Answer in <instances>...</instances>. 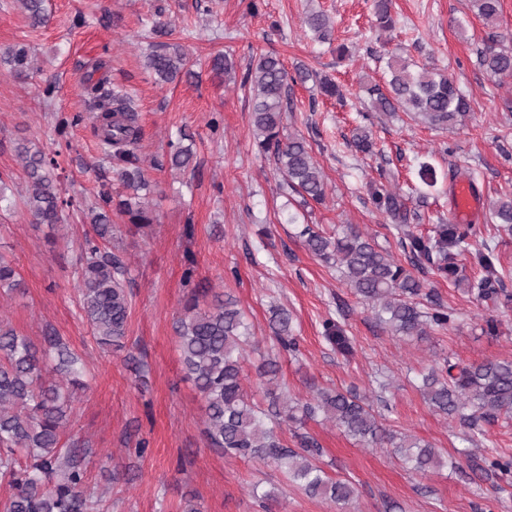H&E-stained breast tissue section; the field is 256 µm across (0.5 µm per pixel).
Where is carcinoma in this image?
Here are the masks:
<instances>
[{
  "label": "carcinoma",
  "mask_w": 512,
  "mask_h": 512,
  "mask_svg": "<svg viewBox=\"0 0 512 512\" xmlns=\"http://www.w3.org/2000/svg\"><path fill=\"white\" fill-rule=\"evenodd\" d=\"M17 2L28 13L32 26L46 22L44 0ZM472 7L486 25L499 27L500 0H472ZM391 9L392 0H375L376 23L382 31L395 25ZM304 25L320 42L330 39L334 29L330 16L322 10L309 11ZM477 61L494 78H512V48L501 44L496 35L480 50ZM9 63L18 76L32 69L27 46L13 47ZM188 63L186 52L175 43L159 42L147 56V68L163 82L181 72L190 73ZM387 68L386 87L376 83L365 87L374 111L412 112L433 128L453 126L470 112V102L444 72L416 70L399 55L388 58ZM211 70L222 78L235 71V62L229 54L219 53L211 59ZM297 81L315 83L327 97L343 96L336 83L309 67H299L296 75H289L274 53L261 54L249 63L241 87L251 93L258 151L273 158L281 174L280 189L297 194L306 206L325 201L327 184L306 139L284 134L290 84ZM107 84L105 77L94 81L89 76L85 92L89 106L97 112L94 132L117 167L126 197L114 203L111 190L100 185L98 206L86 215L90 231L75 265L86 320L99 343L118 346L127 335L131 299L125 286L127 265L111 248L110 212L117 209L138 229L153 224L155 215L148 201L150 182L138 153L141 129L137 115ZM194 156L192 145L179 143L170 155V168L184 172ZM17 157L26 176L22 195L26 214L37 224L67 225L65 209L72 207L73 201L61 197L55 175L57 160L23 143L17 147ZM372 197L395 224L400 245L412 265L425 260L454 284L464 280L459 277L457 257L464 254L468 240L476 234L474 225L442 221L431 234H414L405 229L408 210L400 192L383 187L374 190ZM487 222L512 224L511 196L490 205ZM301 236L310 254L342 269L347 285L371 304L392 334L418 337L430 329L448 327V308L435 302L430 310H423L414 301L424 288L423 282L369 235L349 225L326 235L307 225ZM478 264L482 275L464 280L467 292L485 302L512 298L505 291V279L512 272L497 265L494 248L486 246ZM0 288L9 292L21 288L13 260L3 255ZM269 329L277 352L255 365L263 389V398L257 400L244 386L247 350L253 347L252 330L237 302L222 293L214 294L204 306L196 297L185 302L175 333L183 370L204 401L205 435L210 447L227 459L272 465L308 496L343 508L354 499L352 481L326 474L318 462L319 447L310 437L299 436L298 449L288 447L280 436L284 428L300 429L307 421L319 418L361 445L396 449L406 467L416 474L445 465L443 456L430 443L388 429L367 399L351 391L317 388L305 400L289 395L280 381L279 356L282 351L296 350L293 314L280 305L271 307ZM323 329L329 340L345 352L351 351L335 322L324 321ZM44 341L42 346L35 344L0 318V482L12 488V494L0 500V512H97L102 496L89 493L86 485L88 457L94 454L90 441L72 436L68 443H61L76 410L78 391L84 387L77 379L79 358L53 329L45 331ZM419 389L435 412L466 429L465 441L471 444L484 435L481 423L512 417V361L487 360L462 366L446 358L442 366L422 376Z\"/></svg>",
  "instance_id": "cac0c4a2"
}]
</instances>
